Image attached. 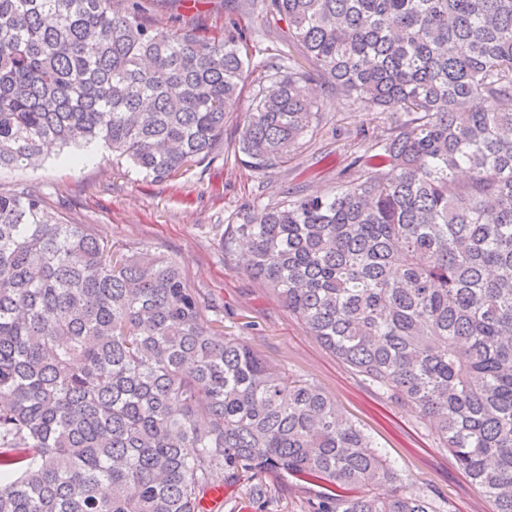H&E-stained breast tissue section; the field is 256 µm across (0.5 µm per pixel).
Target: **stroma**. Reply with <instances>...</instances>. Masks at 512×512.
Listing matches in <instances>:
<instances>
[{
  "label": "stroma",
  "mask_w": 512,
  "mask_h": 512,
  "mask_svg": "<svg viewBox=\"0 0 512 512\" xmlns=\"http://www.w3.org/2000/svg\"><path fill=\"white\" fill-rule=\"evenodd\" d=\"M198 18L207 33L239 19L254 61L287 55L286 25L225 4L224 0H167L151 12L158 28H170L176 17ZM308 88L324 103L325 126L287 166L257 174L235 151V112L224 127V145L211 163L183 175L155 182L129 167L112 163L98 147L95 159L73 162L74 148L48 146L41 166L0 172V184L25 182L71 224H91L100 239L124 247L149 246L175 258L190 287L223 302L224 331L232 334L241 320L252 321V343L270 360L304 375L335 400L347 419L361 425L398 472L417 486L436 488L448 501V512H493L488 498L475 489L447 451L437 448L417 410L400 407L362 383L342 362L310 335L276 297L245 272L239 260L228 261L219 242L226 225L237 223L255 202L276 203L289 187L302 186L322 195L357 174L353 161L379 139L388 114L354 105L311 74Z\"/></svg>",
  "instance_id": "stroma-1"
}]
</instances>
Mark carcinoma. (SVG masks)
I'll return each instance as SVG.
<instances>
[{"label":"carcinoma","mask_w":512,"mask_h":512,"mask_svg":"<svg viewBox=\"0 0 512 512\" xmlns=\"http://www.w3.org/2000/svg\"><path fill=\"white\" fill-rule=\"evenodd\" d=\"M159 2L0 0V169L102 141L165 180L215 157L246 90L254 171L319 131L294 59L258 70L235 21L156 28ZM244 5L394 116L358 177L226 225L224 258L247 242L250 278L512 512V0ZM224 310L172 257L0 188V512H205L219 471L254 512L290 488L298 512H447L314 381L220 331Z\"/></svg>","instance_id":"carcinoma-1"}]
</instances>
